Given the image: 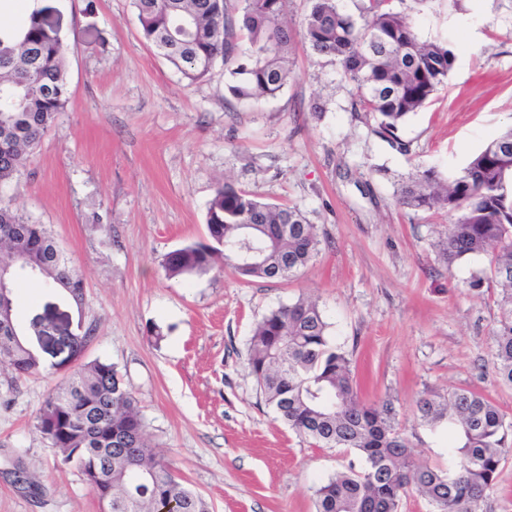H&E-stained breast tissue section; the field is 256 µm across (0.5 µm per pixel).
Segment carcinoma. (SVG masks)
Listing matches in <instances>:
<instances>
[{"mask_svg": "<svg viewBox=\"0 0 512 512\" xmlns=\"http://www.w3.org/2000/svg\"><path fill=\"white\" fill-rule=\"evenodd\" d=\"M288 0H133L143 38L190 81L207 76L217 62L231 77L238 99L274 98L291 79L286 54L293 29L285 20ZM359 16L342 0H311L300 35L319 56L336 60L356 89L358 104L377 115V133L404 148L397 132L448 78L454 54L443 42L423 41L390 0H359ZM247 32L245 61L229 33L234 22ZM67 45L44 10L22 12L0 26V185L18 179L28 154L65 111L69 87ZM512 127L477 153L452 179L426 170L401 183V204L453 216L438 242L453 266L471 255L492 256V277L501 286L495 332L499 378L512 386ZM0 267L19 273L0 295V364L21 375L38 373L46 348L32 342L49 328L15 315V290L44 284L79 306L84 282L44 224L0 198ZM208 240L168 253L162 267L174 278L207 272L215 258L245 280H289L319 250L315 225L298 209L258 200L233 183H218L207 213ZM265 251L260 264H244L241 251ZM329 324L308 298L270 310L255 325L248 367L265 401L301 438L325 448H348L364 466L345 470L316 489V512H400L413 490L434 512H484L501 464L512 457V422L480 393L457 389L417 403L423 424L455 433L452 465L443 470L416 459L393 404L359 399L348 354L331 343ZM36 429L65 464L79 468L105 512H210L158 458L138 401L117 367L82 364L48 395Z\"/></svg>", "mask_w": 512, "mask_h": 512, "instance_id": "cac0c4a2", "label": "carcinoma"}]
</instances>
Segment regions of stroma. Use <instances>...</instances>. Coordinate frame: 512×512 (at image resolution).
<instances>
[{
    "label": "stroma",
    "instance_id": "35a3bbf8",
    "mask_svg": "<svg viewBox=\"0 0 512 512\" xmlns=\"http://www.w3.org/2000/svg\"><path fill=\"white\" fill-rule=\"evenodd\" d=\"M40 4L67 40L70 100L0 197L51 230L85 299L78 308L23 286L16 316L59 310L91 332L82 362L118 368L152 444L211 512H315L318 486L355 458L296 436L249 372L255 324L301 296L324 311L360 398L391 400L420 461L447 466L453 439L420 423L426 395L478 392L512 421V386L494 359L490 256L446 266L437 242L447 213L395 196L409 175L459 174L512 127V0H393L420 39L454 53L447 83L400 126L398 148L355 111L335 60L302 40L290 45L283 91L242 101L222 64L185 79L143 39L132 0ZM225 180L316 224L320 250L298 277L247 283L220 259L204 274L166 276L168 253L206 241ZM71 370L21 378L0 366V512H102L85 475L36 429Z\"/></svg>",
    "mask_w": 512,
    "mask_h": 512
}]
</instances>
